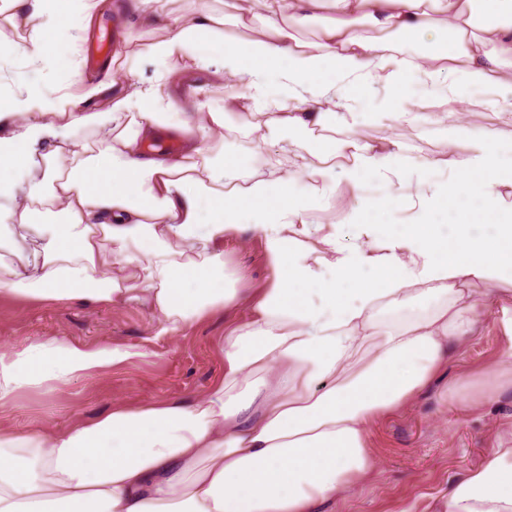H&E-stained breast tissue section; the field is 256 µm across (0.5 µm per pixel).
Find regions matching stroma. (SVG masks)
I'll return each mask as SVG.
<instances>
[{
    "label": "stroma",
    "mask_w": 512,
    "mask_h": 512,
    "mask_svg": "<svg viewBox=\"0 0 512 512\" xmlns=\"http://www.w3.org/2000/svg\"><path fill=\"white\" fill-rule=\"evenodd\" d=\"M105 9L88 29L82 42L97 41L113 33L115 43H125L130 53L139 54V79L152 78L160 70L157 61L143 57L149 42L163 29H128L122 18L131 0H105ZM110 83L111 60L90 59L71 52L68 40L57 47V65L40 73L31 71L21 58L0 57V81L40 82L48 86L72 82ZM463 98L482 111L473 122L475 135L491 134L498 146L502 165L512 164V113L494 111L497 101L512 96V90L463 85ZM407 146L409 162L405 174L425 186L450 182L449 160L457 150L451 145L447 124L418 125L370 122L360 127L358 140L376 147L387 146L393 136ZM333 202L313 211L309 219L339 225L342 241H355L352 225L346 224L349 207L361 200L376 204V218L386 224H404L408 210L387 204V191L379 178L363 186L345 177L346 166L336 163ZM224 271L241 288H264L274 278L264 238L247 229L224 241ZM248 317L247 309L226 314L214 312L176 335L159 332L156 318L135 307H112L97 311L75 302L53 304L0 296V347L22 348L31 340L64 336L73 342L95 347L107 342L143 346L148 356L134 358L91 375L75 378L52 395L27 392L9 406L0 407V428L27 433L43 426L66 425L80 418L107 412L117 402L141 403L186 399L204 394L224 373L221 340L233 321ZM512 320V294L502 293L495 302L483 305L474 336L462 345L447 370L442 371L427 396L413 406L393 413L372 426L370 446L376 459L375 471L357 488L326 504V512H435L448 495V486L482 462L487 448L495 444L496 430L512 428V391L482 406L465 409L448 402L443 391L456 376L491 369L501 352L512 343L506 329Z\"/></svg>",
    "instance_id": "35a3bbf8"
}]
</instances>
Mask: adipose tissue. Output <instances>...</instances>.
<instances>
[{"mask_svg": "<svg viewBox=\"0 0 512 512\" xmlns=\"http://www.w3.org/2000/svg\"><path fill=\"white\" fill-rule=\"evenodd\" d=\"M99 0H0L27 26L0 51L30 66L56 62L66 18ZM321 0H239L223 29L213 0L173 13L147 57L163 68L134 80L126 47L112 62L125 86L102 110L65 87L0 89V295L33 302L132 306L172 335L217 310L247 308L226 334L224 374L202 396L116 404L105 415L29 433L0 429V512H317L376 467L369 431L428 389L455 344L473 335L480 302L512 285V165L493 140L456 122L453 180L421 191L405 179L406 147L359 146L348 180L385 181L389 203L414 213L381 224L352 210L358 242L310 225L336 170L300 135L361 127L343 93L396 90L379 120L416 123L400 90L421 73L428 92L459 98L460 82L512 89V0H330L315 45L306 30ZM293 34H284L281 17ZM421 36L420 57L392 50ZM260 113L263 167L224 151V115L200 98L196 73ZM71 128L92 143L67 138ZM176 137L177 153L157 149ZM56 139L43 153L42 142ZM262 233L275 270L263 289L229 287L224 241ZM22 254L21 263L10 262ZM143 348L78 345L63 336L0 349V406L52 393L74 378L144 356ZM512 390V346L489 372L459 376L450 402L473 408ZM445 512H512V446L448 488Z\"/></svg>", "mask_w": 512, "mask_h": 512, "instance_id": "ef3b65f1", "label": "adipose tissue"}]
</instances>
